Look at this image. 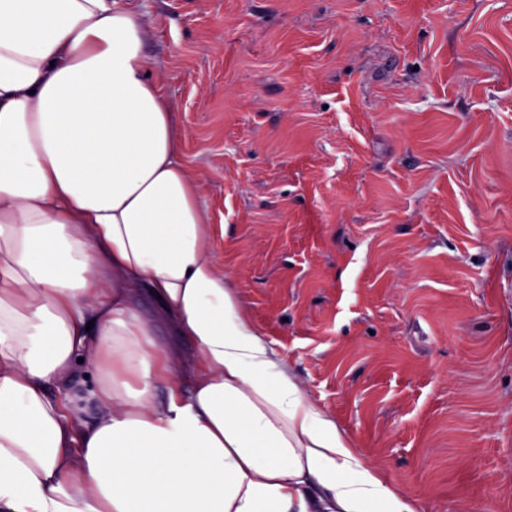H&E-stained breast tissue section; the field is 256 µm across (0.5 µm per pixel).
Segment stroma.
Returning <instances> with one entry per match:
<instances>
[{
	"label": "stroma",
	"mask_w": 512,
	"mask_h": 512,
	"mask_svg": "<svg viewBox=\"0 0 512 512\" xmlns=\"http://www.w3.org/2000/svg\"><path fill=\"white\" fill-rule=\"evenodd\" d=\"M255 328L425 512H512V0H144Z\"/></svg>",
	"instance_id": "1"
}]
</instances>
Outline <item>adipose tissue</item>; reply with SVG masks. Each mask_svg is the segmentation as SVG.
Returning a JSON list of instances; mask_svg holds the SVG:
<instances>
[{
	"mask_svg": "<svg viewBox=\"0 0 512 512\" xmlns=\"http://www.w3.org/2000/svg\"><path fill=\"white\" fill-rule=\"evenodd\" d=\"M151 35L130 0H0V512H422L248 319Z\"/></svg>",
	"mask_w": 512,
	"mask_h": 512,
	"instance_id": "obj_1",
	"label": "adipose tissue"
}]
</instances>
